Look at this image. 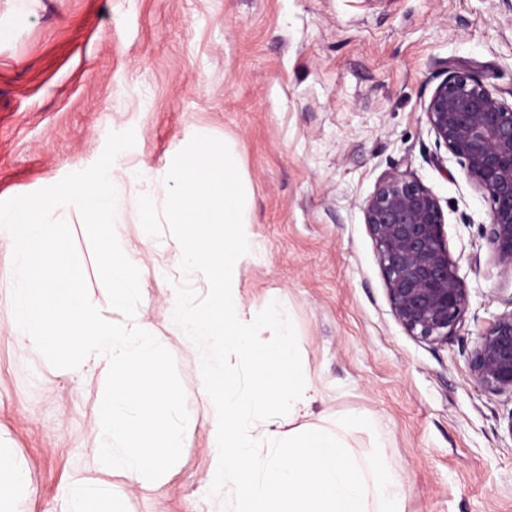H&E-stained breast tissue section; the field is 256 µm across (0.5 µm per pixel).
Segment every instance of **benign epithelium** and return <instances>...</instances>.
<instances>
[{
	"label": "benign epithelium",
	"mask_w": 512,
	"mask_h": 512,
	"mask_svg": "<svg viewBox=\"0 0 512 512\" xmlns=\"http://www.w3.org/2000/svg\"><path fill=\"white\" fill-rule=\"evenodd\" d=\"M443 75L426 107L428 123L488 198L489 241L502 272L512 275V103L476 71L447 66ZM363 212L395 318L416 338L448 341L468 307V288L448 253L436 198L393 170ZM470 368L484 389L512 392V310L479 333Z\"/></svg>",
	"instance_id": "7a95c632"
}]
</instances>
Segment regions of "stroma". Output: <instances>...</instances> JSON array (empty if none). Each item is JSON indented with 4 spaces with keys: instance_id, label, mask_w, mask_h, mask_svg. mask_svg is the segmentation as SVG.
I'll list each match as a JSON object with an SVG mask.
<instances>
[{
    "instance_id": "stroma-1",
    "label": "stroma",
    "mask_w": 512,
    "mask_h": 512,
    "mask_svg": "<svg viewBox=\"0 0 512 512\" xmlns=\"http://www.w3.org/2000/svg\"><path fill=\"white\" fill-rule=\"evenodd\" d=\"M512 91V0H0V201L89 167L112 132L133 130L125 163L159 168L193 135L233 147L264 258L243 265L245 307L277 302L320 396L308 424L370 416L346 437L381 441L405 512H512V394L480 388L476 336L512 309V278L489 244V202L440 144L425 108L445 65ZM407 173L437 199L448 252L469 289L444 343L394 317L363 206L382 175ZM70 229L91 302L112 307L85 226ZM139 311L164 327L168 255L142 253ZM166 268L167 282L154 275ZM0 306V446L29 479L14 512H58L75 474L110 480L125 512H205L211 455L197 426L159 489L105 477L94 461L106 377L53 373L10 336ZM168 350L189 412L202 413L193 355Z\"/></svg>"
}]
</instances>
